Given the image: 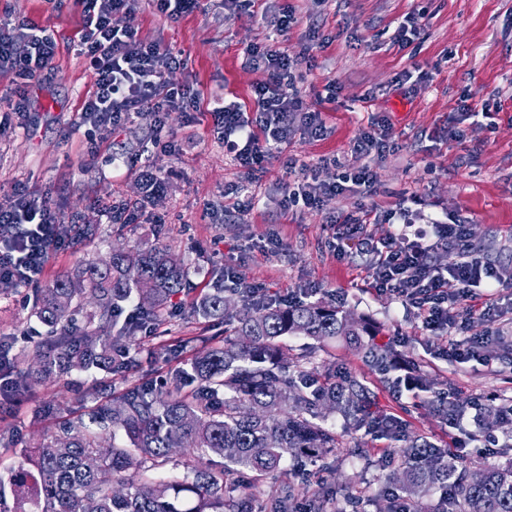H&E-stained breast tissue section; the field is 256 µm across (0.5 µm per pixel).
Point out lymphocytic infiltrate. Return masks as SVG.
Here are the masks:
<instances>
[{"mask_svg": "<svg viewBox=\"0 0 512 512\" xmlns=\"http://www.w3.org/2000/svg\"><path fill=\"white\" fill-rule=\"evenodd\" d=\"M138 0H79L83 16L81 53L93 78V86L79 110L80 125L91 132L111 134L142 115L162 126L165 112L186 109L203 111L198 95L169 86L167 72L177 66V54L156 41L139 38L136 30L117 27L114 15L132 14ZM57 40L46 28L13 24L0 20V73L11 74L23 82L38 79L54 66ZM245 54L251 68L261 74L253 87L254 116L245 115L238 102L214 107L217 132L224 147L240 167L262 169L265 161L278 158L288 145L294 124L323 135L319 111L306 106L298 86L297 71L302 57L287 51L252 45ZM389 135L365 134L355 139L351 151L356 166L348 168L338 181H314L313 166L303 165L301 180L289 185L284 196L288 206L309 209L323 207L330 198L349 186L371 188L376 173L371 165L373 150H384ZM366 217H348L331 225V246L344 254L346 246L373 255L372 279L375 288L392 292L403 304L415 308L423 326L434 335L445 337L440 353L452 364L483 362V350L490 336L468 335L466 324L458 322V308L469 289L487 288L492 292L511 291L482 257L468 244L467 220L455 217L432 219L427 230L399 233L398 244H377L365 229ZM62 239V219L46 198L25 186H15L0 201V283L27 285L42 276L50 244ZM460 247V260L447 271H439L429 259L436 245Z\"/></svg>", "mask_w": 512, "mask_h": 512, "instance_id": "lymphocytic-infiltrate-1", "label": "lymphocytic infiltrate"}]
</instances>
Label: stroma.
Masks as SVG:
<instances>
[{"instance_id": "obj_1", "label": "stroma", "mask_w": 512, "mask_h": 512, "mask_svg": "<svg viewBox=\"0 0 512 512\" xmlns=\"http://www.w3.org/2000/svg\"><path fill=\"white\" fill-rule=\"evenodd\" d=\"M296 22L288 33L276 29L282 8ZM423 14L424 31L407 47L390 37L396 21ZM45 26L59 42L52 71L22 84L0 76V198L14 186H29L47 198L63 219L95 228L87 242H65L52 249L43 283L87 262L106 259L112 249L136 252L155 243L169 245L190 268L189 283L174 298L162 336L138 332L124 336L121 323L109 328L132 361L131 379L161 378L178 368L169 359L186 341L214 338L217 330L194 315L201 294L224 287V268L237 267L252 286H265L283 299L306 297L332 303L380 328L378 342H397L420 362L431 389L413 394L398 390L395 371L380 370L344 342L328 341L314 349L312 363L335 367L363 380L374 394V410L391 411L407 422V432L448 448L459 429L437 407L451 397L473 430L477 406L497 395L512 399V354L492 347L491 365L454 366L437 354L414 309L391 293L372 289L371 257L337 256L327 243L330 218L360 215L371 206L395 208L411 199L415 218L461 215L470 220V243L504 278L512 279V0H256L253 7L224 12L219 0H201L194 12L171 20L151 0H139L134 15L113 16L115 26H133L142 36L181 54L184 64L165 80L190 86L206 98L223 97L252 109V88L260 74L244 58L259 43L309 52L302 91L307 104L321 113L326 130L314 137L296 130L284 157L248 172L224 150L212 116L191 122L172 111L163 131L145 115L90 151L76 128L77 111L92 89L91 74L80 54L81 8L74 0H0V19ZM419 66L428 79L398 83L404 70ZM335 84L334 101L317 98ZM23 102L22 116L12 107ZM476 115L459 120L463 107ZM388 119L389 150L375 166L373 192L350 191L328 200L322 209H284L288 183L304 164L316 165L318 182H334L338 164H351V144L369 131L372 118ZM456 125L459 137L447 136ZM173 141L174 151L155 148V137ZM145 155L166 190L135 224H111L106 207L142 196L138 168L116 167L113 155ZM336 157L337 166L320 165ZM295 159L296 169L286 167ZM245 187L255 206L247 213L233 207L230 191ZM28 290L0 284V332L15 340L14 353L31 352L46 333L27 299ZM124 386L104 371H73L38 382L21 394H0V433L16 435L18 447L0 443V477L24 465L20 451L55 434L54 419H35L47 403L81 412L112 397ZM401 444L378 440L364 429L345 433L336 454L332 483L360 498L362 512H376L380 482L397 471Z\"/></svg>"}]
</instances>
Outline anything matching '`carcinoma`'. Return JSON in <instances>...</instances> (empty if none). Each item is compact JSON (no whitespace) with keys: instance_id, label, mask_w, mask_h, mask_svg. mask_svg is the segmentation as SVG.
<instances>
[{"instance_id":"carcinoma-1","label":"carcinoma","mask_w":512,"mask_h":512,"mask_svg":"<svg viewBox=\"0 0 512 512\" xmlns=\"http://www.w3.org/2000/svg\"><path fill=\"white\" fill-rule=\"evenodd\" d=\"M127 256L114 249L36 290L33 308L50 332L35 344L33 364L4 366L14 385L73 369L128 371L130 362L103 328L134 293L139 325H164L188 269L163 243L142 250L134 266ZM87 300L94 310L79 326L75 318ZM194 313L224 321L222 343L200 347L188 362L194 391L181 394L184 371L178 369L165 393L142 382L96 407L86 421L65 420L29 452L32 469L21 467L9 478L15 512H253L250 489L282 474L288 458L317 462L336 454V429L324 424L328 414L360 425L370 400L353 376L339 387L334 381L314 386L308 353H289L285 339L304 336L320 344L340 337L366 357L385 362L394 356L389 344L365 341L374 335L367 322L319 302L238 307L216 288ZM426 447L425 440L406 437L403 468L387 478L412 512H512V460L475 468L435 448L426 454ZM212 456L224 466L206 463ZM168 463L181 476L154 477ZM438 490L448 491L447 499L426 503ZM308 512L343 510L326 491L310 500Z\"/></svg>"}]
</instances>
